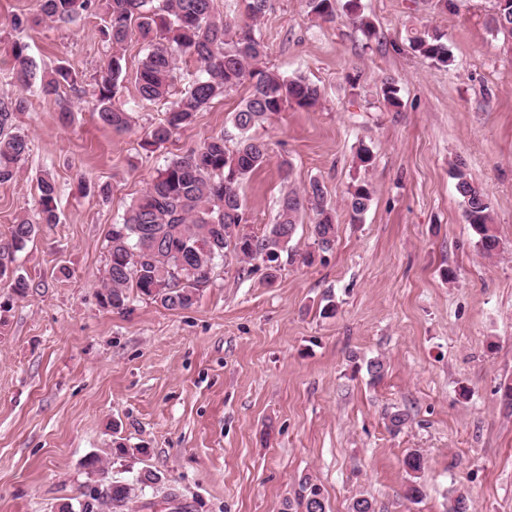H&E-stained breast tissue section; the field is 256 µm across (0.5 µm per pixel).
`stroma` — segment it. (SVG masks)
<instances>
[{
    "instance_id": "35a3bbf8",
    "label": "stroma",
    "mask_w": 512,
    "mask_h": 512,
    "mask_svg": "<svg viewBox=\"0 0 512 512\" xmlns=\"http://www.w3.org/2000/svg\"><path fill=\"white\" fill-rule=\"evenodd\" d=\"M454 2L360 0L375 25L368 37L344 15L324 23L304 0H270L258 24L264 66L306 76L321 101L256 128L269 157L244 186L245 229L264 235L285 187L317 179L336 211L334 246L314 263L283 264L272 282L261 261L220 260L193 307L135 295L117 312L98 302L108 231L174 154L230 131L247 89L145 151L165 107L140 101L133 81L113 100L130 129L93 113L109 54L104 14L17 27L37 0H0V91L15 89V42L44 70L71 66L81 86L59 98L23 90L17 125L30 151L0 184V241L33 213L44 174L60 216L14 255L27 296L0 284V512H58L90 485V454L129 482L162 473L136 512H169L172 493L183 512H305L294 501L305 477L327 512H350L360 496L375 512H448L454 490L472 512H512V409L502 400L512 384V35L490 29L494 0ZM418 29L441 36L450 66L413 52ZM386 81L400 107L384 100ZM459 167L489 197L497 256L476 245ZM363 182L374 194L356 223L348 191ZM86 183L107 196L85 194ZM329 301L336 314L326 318ZM377 357L386 372L375 382L366 364ZM397 411L407 416L398 432ZM119 447L142 454L124 462ZM412 452L422 457L417 502L405 496Z\"/></svg>"
}]
</instances>
